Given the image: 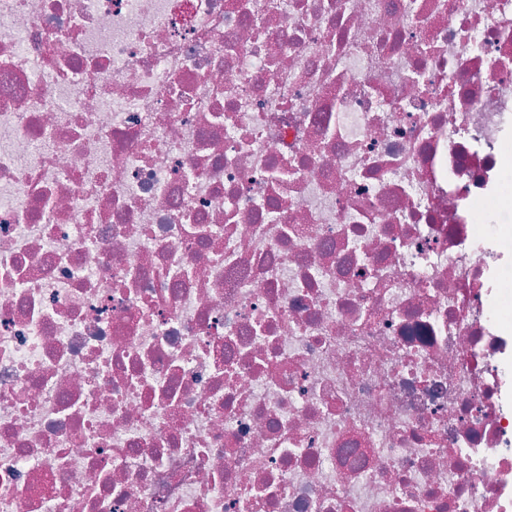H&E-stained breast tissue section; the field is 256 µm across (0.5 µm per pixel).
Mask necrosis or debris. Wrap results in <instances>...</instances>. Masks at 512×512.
Segmentation results:
<instances>
[{
  "label": "necrosis or debris",
  "instance_id": "obj_1",
  "mask_svg": "<svg viewBox=\"0 0 512 512\" xmlns=\"http://www.w3.org/2000/svg\"><path fill=\"white\" fill-rule=\"evenodd\" d=\"M512 0H0V512H512Z\"/></svg>",
  "mask_w": 512,
  "mask_h": 512
}]
</instances>
